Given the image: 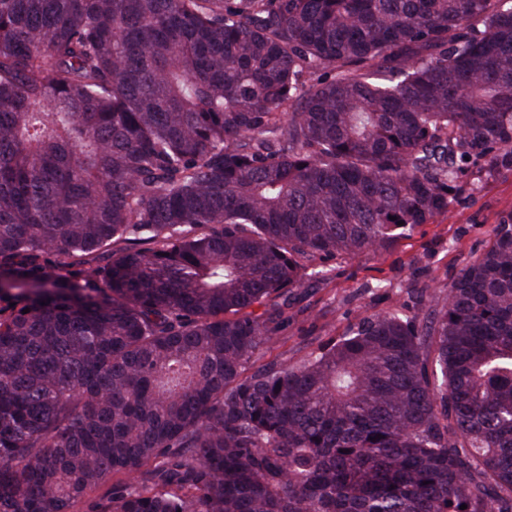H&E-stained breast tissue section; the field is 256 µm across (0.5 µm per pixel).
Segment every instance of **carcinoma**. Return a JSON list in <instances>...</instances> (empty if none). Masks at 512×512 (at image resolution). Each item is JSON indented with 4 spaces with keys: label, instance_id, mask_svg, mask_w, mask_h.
<instances>
[{
    "label": "carcinoma",
    "instance_id": "obj_1",
    "mask_svg": "<svg viewBox=\"0 0 512 512\" xmlns=\"http://www.w3.org/2000/svg\"><path fill=\"white\" fill-rule=\"evenodd\" d=\"M503 172L512 0H0V512H512V214L254 366ZM510 213L512 172L470 184L447 216L406 232L382 256L329 260L327 279L301 290L281 341L264 349L257 365L299 361L318 342L344 334L360 313H385L403 303L413 311L421 291L442 297L460 268L489 248L495 226Z\"/></svg>",
    "mask_w": 512,
    "mask_h": 512
}]
</instances>
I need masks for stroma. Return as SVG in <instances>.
<instances>
[{"instance_id":"stroma-1","label":"stroma","mask_w":512,"mask_h":512,"mask_svg":"<svg viewBox=\"0 0 512 512\" xmlns=\"http://www.w3.org/2000/svg\"><path fill=\"white\" fill-rule=\"evenodd\" d=\"M510 213L512 172L468 186L447 216L406 232L382 256L328 261L326 280L301 291L280 342L263 350L261 362H297L318 342L344 334L358 314L415 307L420 292L444 295L460 268L489 248L495 226Z\"/></svg>"}]
</instances>
